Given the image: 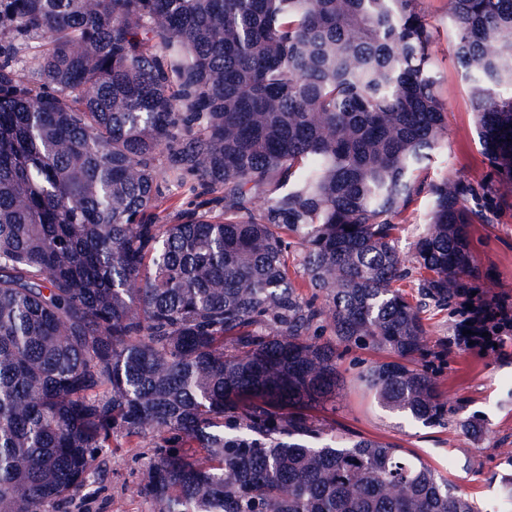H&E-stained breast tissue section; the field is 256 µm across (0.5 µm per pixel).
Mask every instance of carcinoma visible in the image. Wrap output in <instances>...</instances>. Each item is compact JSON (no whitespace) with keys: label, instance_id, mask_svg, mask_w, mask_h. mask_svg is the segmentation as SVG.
Masks as SVG:
<instances>
[{"label":"carcinoma","instance_id":"obj_1","mask_svg":"<svg viewBox=\"0 0 512 512\" xmlns=\"http://www.w3.org/2000/svg\"><path fill=\"white\" fill-rule=\"evenodd\" d=\"M421 4L0 0V512H73L130 442L151 512H482L312 416L355 348L382 410L448 423L423 313L512 209V0H448L490 184L418 178L448 117ZM431 199L425 193L409 205L401 215V231L398 240V249L404 255H410L414 243L417 241L425 224L429 223Z\"/></svg>","mask_w":512,"mask_h":512}]
</instances>
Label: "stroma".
<instances>
[{"mask_svg": "<svg viewBox=\"0 0 512 512\" xmlns=\"http://www.w3.org/2000/svg\"><path fill=\"white\" fill-rule=\"evenodd\" d=\"M422 8L432 31L431 53L437 91L447 105V145L430 164V180L462 177L488 182L494 177L478 142L469 98V82L454 55L448 26V0H424ZM432 203L420 195L401 216L398 248L413 251L423 227L428 224ZM474 255L485 272L475 286L486 295H495L512 304V210H503L498 223L471 227ZM463 312L427 308L425 323L431 337L427 364L447 397L446 427L422 426L391 416L377 408L374 399L356 378L357 361L372 360L370 352L347 353L340 366L342 399L335 409L318 411L345 432L399 445L423 458L458 484L470 498L491 512L495 500L494 483L504 468V451L512 449V335L501 337L497 347L463 342L460 325ZM479 418V433L460 430V420ZM151 458L146 447H124L102 467L95 493L85 505L86 512H148V503L138 493Z\"/></svg>", "mask_w": 512, "mask_h": 512, "instance_id": "35a3bbf8", "label": "stroma"}]
</instances>
